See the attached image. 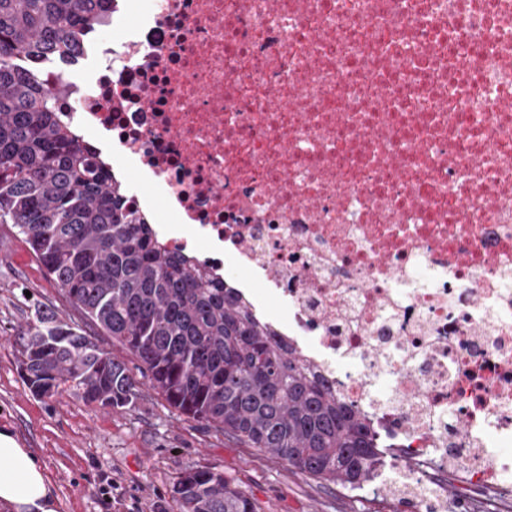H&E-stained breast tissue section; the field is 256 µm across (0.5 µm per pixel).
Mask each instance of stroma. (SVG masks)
Returning <instances> with one entry per match:
<instances>
[{
  "label": "stroma",
  "instance_id": "obj_1",
  "mask_svg": "<svg viewBox=\"0 0 512 512\" xmlns=\"http://www.w3.org/2000/svg\"><path fill=\"white\" fill-rule=\"evenodd\" d=\"M39 308L80 319L24 238L0 224V429L38 458L54 488L56 512H171L176 478L196 466L224 472L261 512H410L400 496L319 486L270 455L180 417L147 388L131 357L129 374L141 387L134 407L103 409L67 391L38 399L19 360Z\"/></svg>",
  "mask_w": 512,
  "mask_h": 512
}]
</instances>
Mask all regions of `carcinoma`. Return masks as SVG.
Masks as SVG:
<instances>
[{"label": "carcinoma", "instance_id": "obj_1", "mask_svg": "<svg viewBox=\"0 0 512 512\" xmlns=\"http://www.w3.org/2000/svg\"><path fill=\"white\" fill-rule=\"evenodd\" d=\"M114 0H0V223L27 241L62 297L134 357L179 415L269 454L321 485L361 490L392 450L218 274L175 255L132 210L55 109L58 65L106 23ZM21 370L32 394L68 390L118 409L141 391L126 362L79 325L36 312ZM172 512H260L211 468L183 472Z\"/></svg>", "mask_w": 512, "mask_h": 512}]
</instances>
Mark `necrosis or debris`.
<instances>
[{
	"mask_svg": "<svg viewBox=\"0 0 512 512\" xmlns=\"http://www.w3.org/2000/svg\"><path fill=\"white\" fill-rule=\"evenodd\" d=\"M56 102L414 463L512 498V0H135Z\"/></svg>",
	"mask_w": 512,
	"mask_h": 512,
	"instance_id": "necrosis-or-debris-1",
	"label": "necrosis or debris"
}]
</instances>
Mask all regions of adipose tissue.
<instances>
[{"mask_svg": "<svg viewBox=\"0 0 512 512\" xmlns=\"http://www.w3.org/2000/svg\"><path fill=\"white\" fill-rule=\"evenodd\" d=\"M55 501L36 456L0 430V507L5 512H55Z\"/></svg>", "mask_w": 512, "mask_h": 512, "instance_id": "obj_1", "label": "adipose tissue"}]
</instances>
